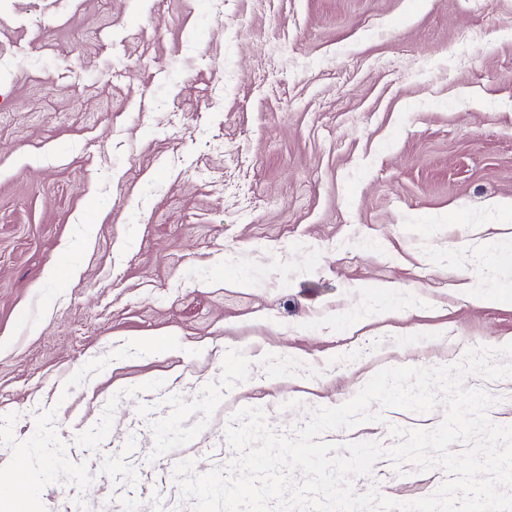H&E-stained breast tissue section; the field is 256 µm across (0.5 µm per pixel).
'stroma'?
<instances>
[{
  "mask_svg": "<svg viewBox=\"0 0 512 512\" xmlns=\"http://www.w3.org/2000/svg\"><path fill=\"white\" fill-rule=\"evenodd\" d=\"M509 250L512 0H0V472L31 512H193L175 467L226 464L241 408L286 433L512 343ZM465 384L512 419V377Z\"/></svg>",
  "mask_w": 512,
  "mask_h": 512,
  "instance_id": "1",
  "label": "stroma"
}]
</instances>
